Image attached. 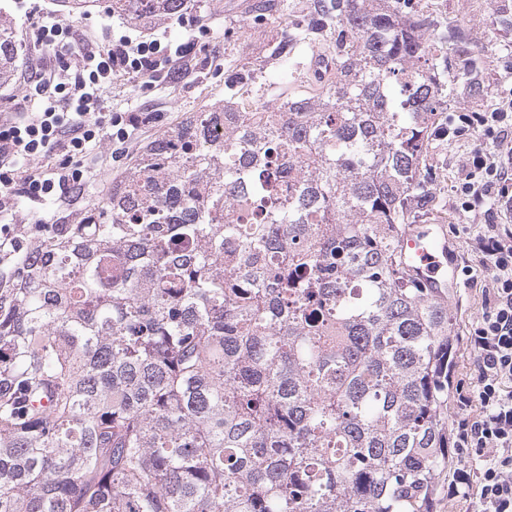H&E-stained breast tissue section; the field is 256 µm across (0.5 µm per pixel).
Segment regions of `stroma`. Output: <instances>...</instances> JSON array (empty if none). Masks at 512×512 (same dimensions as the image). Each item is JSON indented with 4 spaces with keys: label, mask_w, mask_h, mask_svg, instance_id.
I'll return each mask as SVG.
<instances>
[{
    "label": "stroma",
    "mask_w": 512,
    "mask_h": 512,
    "mask_svg": "<svg viewBox=\"0 0 512 512\" xmlns=\"http://www.w3.org/2000/svg\"><path fill=\"white\" fill-rule=\"evenodd\" d=\"M435 19L465 29L468 47H449L448 66L457 72L466 67H477L488 88L512 84V0H427ZM246 0H190L186 18L202 23L206 34L194 44L198 57L190 65L188 76L175 84L156 83L147 88L123 76L115 77L105 87L104 104L111 112L139 115L147 112L151 122L137 124L127 143H103L89 162L90 179L82 197L67 203L51 204L38 209L20 202L16 221L35 223L45 218L53 224H76L93 209L104 196L113 178L120 176L134 154L155 132L171 127L185 113L224 97V67L235 63L242 55H249L254 63H261L271 35L270 26L245 24L242 16ZM15 35L24 48V58L9 87L0 88V113L14 112L23 95L25 80L39 60L34 48L39 39L43 14H50L60 24L75 26L79 39L102 42L111 32L131 31V24L113 15L109 7L93 10L79 16L58 6L56 0H34L31 13L12 6ZM478 144L477 137L459 142L441 141L435 149L437 178L433 185V207L442 217L450 240L456 250L461 277V288L452 295L449 311L455 336H464L482 316V290L489 284L488 274L468 260L466 239L476 232L479 221L469 214H461L452 205L453 187L461 174L468 152Z\"/></svg>",
    "instance_id": "1"
}]
</instances>
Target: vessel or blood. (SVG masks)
<instances>
[{"label": "vessel or blood", "instance_id": "obj_1", "mask_svg": "<svg viewBox=\"0 0 512 512\" xmlns=\"http://www.w3.org/2000/svg\"><path fill=\"white\" fill-rule=\"evenodd\" d=\"M402 256L411 274L435 292H455L459 286L453 243L443 225H414L402 242Z\"/></svg>", "mask_w": 512, "mask_h": 512}]
</instances>
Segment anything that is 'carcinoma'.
<instances>
[{
	"mask_svg": "<svg viewBox=\"0 0 512 512\" xmlns=\"http://www.w3.org/2000/svg\"><path fill=\"white\" fill-rule=\"evenodd\" d=\"M187 2L112 10L146 26ZM246 20L279 27L267 77L224 67V99L149 139L88 221L16 227L0 512H435L454 338L401 238L465 33L422 0H249ZM21 56L0 7V84Z\"/></svg>",
	"mask_w": 512,
	"mask_h": 512,
	"instance_id": "1",
	"label": "carcinoma"
}]
</instances>
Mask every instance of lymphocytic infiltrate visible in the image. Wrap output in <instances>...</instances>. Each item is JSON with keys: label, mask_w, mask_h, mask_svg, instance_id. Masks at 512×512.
Wrapping results in <instances>:
<instances>
[{"label": "lymphocytic infiltrate", "mask_w": 512, "mask_h": 512, "mask_svg": "<svg viewBox=\"0 0 512 512\" xmlns=\"http://www.w3.org/2000/svg\"><path fill=\"white\" fill-rule=\"evenodd\" d=\"M39 51L58 63L31 79L19 111L0 116V258L20 251L13 215L19 198L44 205L70 200L88 180L87 155L108 138L125 142L134 118L106 111L101 92L114 75L148 83L184 74V45L112 37L106 45L79 43L71 27L44 19ZM480 133L454 188L457 207L483 214L471 247L492 278L480 321L465 338L476 381L458 401L463 407L453 446L475 472L460 470L459 487L473 491L474 512H512V88L500 90L482 112L448 115L449 137Z\"/></svg>", "instance_id": "1"}]
</instances>
